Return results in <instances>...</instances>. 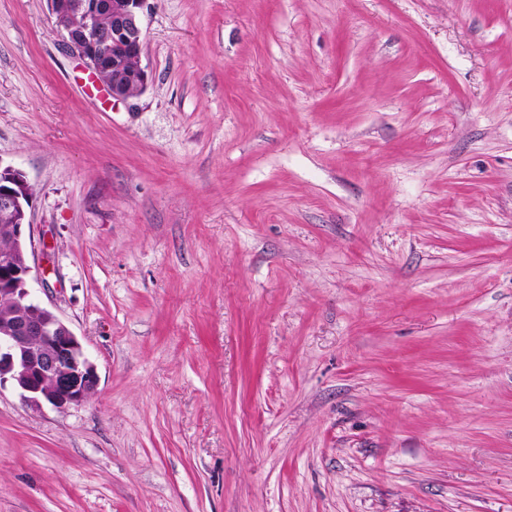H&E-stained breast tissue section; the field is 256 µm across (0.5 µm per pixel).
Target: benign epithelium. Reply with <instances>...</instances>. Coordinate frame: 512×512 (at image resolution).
Returning <instances> with one entry per match:
<instances>
[{"instance_id": "1", "label": "benign epithelium", "mask_w": 512, "mask_h": 512, "mask_svg": "<svg viewBox=\"0 0 512 512\" xmlns=\"http://www.w3.org/2000/svg\"><path fill=\"white\" fill-rule=\"evenodd\" d=\"M147 0H49L56 28L68 51L97 76L110 75L112 98L125 102L146 88L141 60L142 13ZM31 192L24 174L0 165V218L8 219L13 247L0 251V384L10 380L24 401H46L59 409L83 405L96 391L98 376L71 328L38 301L30 283L26 226Z\"/></svg>"}]
</instances>
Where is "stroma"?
Returning <instances> with one entry per match:
<instances>
[{
	"instance_id": "stroma-1",
	"label": "stroma",
	"mask_w": 512,
	"mask_h": 512,
	"mask_svg": "<svg viewBox=\"0 0 512 512\" xmlns=\"http://www.w3.org/2000/svg\"><path fill=\"white\" fill-rule=\"evenodd\" d=\"M114 100L0 0V163L99 376L0 384V512H512V0H148Z\"/></svg>"
}]
</instances>
